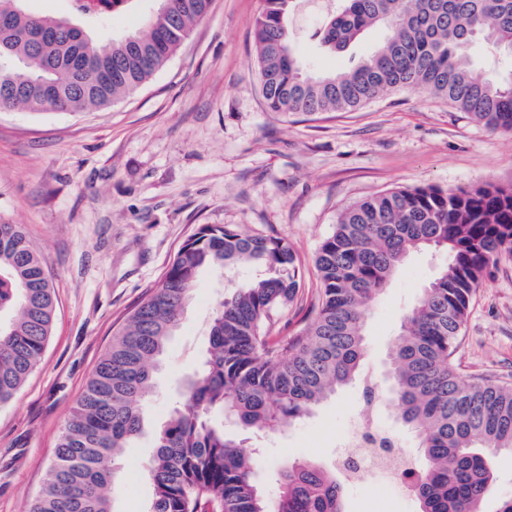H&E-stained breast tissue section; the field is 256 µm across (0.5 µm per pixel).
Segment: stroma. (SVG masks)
Returning a JSON list of instances; mask_svg holds the SVG:
<instances>
[{
	"mask_svg": "<svg viewBox=\"0 0 512 512\" xmlns=\"http://www.w3.org/2000/svg\"><path fill=\"white\" fill-rule=\"evenodd\" d=\"M155 0H134L98 28L99 40L145 33ZM263 0H213L209 13L150 80L89 112L0 111V224L22 225L52 276L50 341L16 398L0 407V512H25L44 481L65 421L101 355L205 224L288 240L305 272L301 297L280 319L296 332L316 302L314 257L350 205L398 187L512 185V134L493 133L448 104L389 92L350 112L310 120L266 111L255 68L254 22ZM319 12L293 20L301 62L351 66L385 39L375 29L346 51L312 39ZM410 255L373 304L364 371H382L406 309L445 264ZM217 278L203 272L156 376L143 434L120 458L114 512H145V464L162 424L208 348ZM456 359L464 375L512 382V261H501L469 308ZM363 407L355 382L281 432L250 439L267 496L281 465L336 462V433ZM348 512H419L379 474L349 487Z\"/></svg>",
	"mask_w": 512,
	"mask_h": 512,
	"instance_id": "1",
	"label": "stroma"
}]
</instances>
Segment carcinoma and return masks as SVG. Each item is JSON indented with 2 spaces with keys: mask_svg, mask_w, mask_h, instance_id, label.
I'll return each instance as SVG.
<instances>
[{
  "mask_svg": "<svg viewBox=\"0 0 512 512\" xmlns=\"http://www.w3.org/2000/svg\"><path fill=\"white\" fill-rule=\"evenodd\" d=\"M298 0H265L254 24L256 71L271 112L355 110L390 91L442 97L491 132L512 134V85L477 75V39L512 55V0H326L313 37L344 51L367 30L385 41L345 70H304L290 18ZM212 0H162L146 35L101 42L98 21L78 26L0 0V110L104 107L142 86L209 12ZM447 263L406 310L385 371L402 427L417 440L412 492L420 512H485L494 458L512 452V384L468 381L454 360L472 299L490 267L512 259V186L396 188L354 203L314 258V318L294 335L272 328L299 295L304 269L282 237L233 225L201 226L164 279L128 317L68 416L45 483L27 512H114L122 449L142 433L168 343L200 273L246 264L250 279L221 294L209 348L186 377L146 464V512H344L342 472L290 462L268 500L247 439L308 417L361 376L371 306L414 252ZM51 277L22 225L0 224V405L38 365L53 326Z\"/></svg>",
  "mask_w": 512,
  "mask_h": 512,
  "instance_id": "1",
  "label": "carcinoma"
}]
</instances>
